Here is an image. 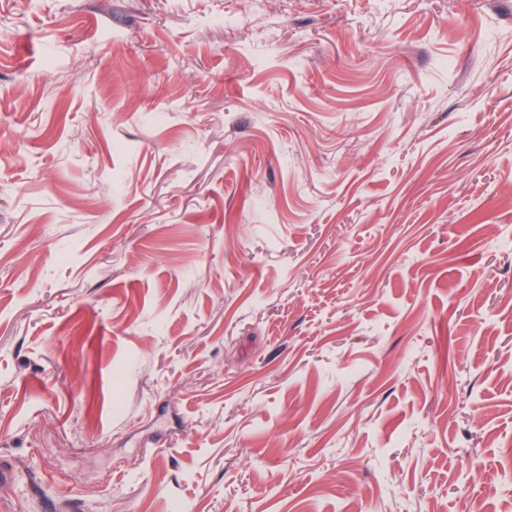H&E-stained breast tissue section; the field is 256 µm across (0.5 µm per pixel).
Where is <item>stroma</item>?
<instances>
[{
    "instance_id": "obj_1",
    "label": "stroma",
    "mask_w": 512,
    "mask_h": 512,
    "mask_svg": "<svg viewBox=\"0 0 512 512\" xmlns=\"http://www.w3.org/2000/svg\"><path fill=\"white\" fill-rule=\"evenodd\" d=\"M0 512H512V0H0Z\"/></svg>"
}]
</instances>
